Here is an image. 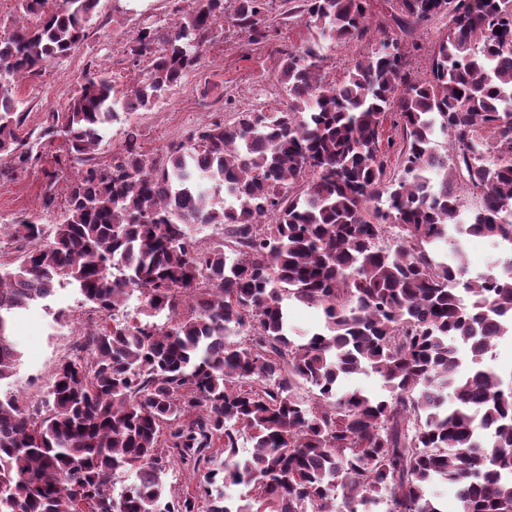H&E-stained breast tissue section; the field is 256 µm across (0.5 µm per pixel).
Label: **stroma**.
Masks as SVG:
<instances>
[{
	"mask_svg": "<svg viewBox=\"0 0 512 512\" xmlns=\"http://www.w3.org/2000/svg\"><path fill=\"white\" fill-rule=\"evenodd\" d=\"M188 0H100L87 37L66 58L49 64L39 75L19 81L16 92L29 116L28 126L39 124L46 112L61 108L77 88L86 67L111 76L116 89L131 88L143 80L151 59L132 58L129 43L139 29H171L188 11ZM268 22L276 34L256 44L248 33L224 18L217 38L202 49L199 65L152 109L119 116L107 128L99 150L101 163L119 153L128 128L140 130L141 150L152 157L166 150L214 117L232 118L234 113L257 107L281 106L286 95L277 75L281 61L293 46L309 35L303 18L282 19L271 11ZM371 39L333 45L323 72L327 80L340 82L349 67L367 56ZM52 157H44L40 168L15 179H0V261L16 260L19 242L12 236L15 220L41 209L45 170L53 169ZM91 308L75 286L59 287L49 300L22 311L12 326L13 340L21 359L12 377L0 381V397H12L27 411L41 408L52 374L71 348L81 341L84 318Z\"/></svg>",
	"mask_w": 512,
	"mask_h": 512,
	"instance_id": "35a3bbf8",
	"label": "stroma"
}]
</instances>
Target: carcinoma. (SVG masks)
I'll use <instances>...</instances> for the list:
<instances>
[{"label":"carcinoma","instance_id":"carcinoma-1","mask_svg":"<svg viewBox=\"0 0 512 512\" xmlns=\"http://www.w3.org/2000/svg\"><path fill=\"white\" fill-rule=\"evenodd\" d=\"M267 2L191 0L174 30L141 28L129 49L151 55L147 77L120 92L87 69L36 133L13 86L82 44L97 0L49 13L21 0L35 23L0 34V177L58 141L71 172L55 223L13 224L0 381L20 359L12 315L65 281L106 318L137 291L145 316L86 333L91 361L57 365L45 416L0 400V512H440L438 481L458 512H512V383L483 366L512 337V276L438 254L458 235L512 242V0H394L401 29L443 21L429 74L412 76L385 34L338 84L321 77L325 44L366 38L369 0H284L311 35L278 74L284 109L212 120L150 160L132 128L97 161L105 125L180 83L227 10L267 39ZM193 224L223 226L224 241L199 251ZM289 300L323 326L293 338ZM369 372L388 395L346 387ZM174 458L203 470L176 502L162 479ZM124 472L137 481L116 495ZM228 483L246 498H226Z\"/></svg>","mask_w":512,"mask_h":512}]
</instances>
